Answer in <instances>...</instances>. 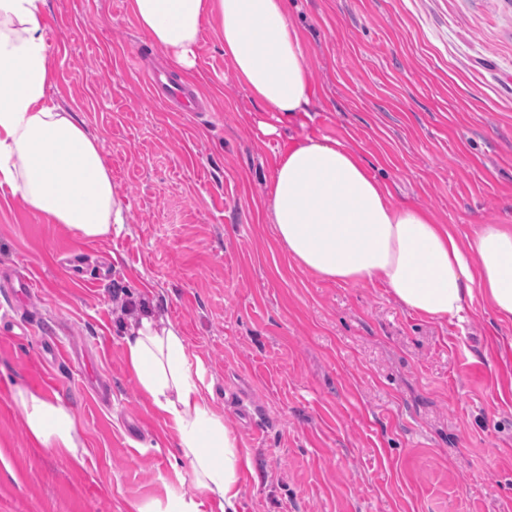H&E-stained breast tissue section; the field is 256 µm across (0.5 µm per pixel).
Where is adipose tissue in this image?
<instances>
[{
	"label": "adipose tissue",
	"mask_w": 512,
	"mask_h": 512,
	"mask_svg": "<svg viewBox=\"0 0 512 512\" xmlns=\"http://www.w3.org/2000/svg\"><path fill=\"white\" fill-rule=\"evenodd\" d=\"M46 5L0 0V194L79 239H108L128 206L98 137L47 92ZM129 9L174 68H195L208 23L264 111L289 118L310 105L306 55L284 0H129ZM267 206L278 246L303 271L347 285L381 281L405 309L436 320L461 317L478 292L500 321L512 322V225L484 224L458 237L428 211L393 203L344 143L308 138L289 148ZM123 342L130 372L170 422L203 495L220 512H238L241 468L250 459L212 410L202 364L180 328L147 309ZM16 401L39 445L81 461L85 444L73 411L28 390L17 391Z\"/></svg>",
	"instance_id": "obj_1"
}]
</instances>
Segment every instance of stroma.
I'll return each instance as SVG.
<instances>
[{
	"label": "stroma",
	"instance_id": "obj_1",
	"mask_svg": "<svg viewBox=\"0 0 512 512\" xmlns=\"http://www.w3.org/2000/svg\"><path fill=\"white\" fill-rule=\"evenodd\" d=\"M313 86L274 123L211 28L189 74L207 112L172 111L129 0H48L49 95L96 134L130 204L82 241L0 195V274L37 285L0 322V512H214L124 363L130 301L177 323L210 402L251 459L241 512H512V322L481 295L463 320L402 307L381 281L297 268L266 211L280 156L308 137L357 149L394 201L467 236L512 224V0H289ZM112 381L97 405L78 362ZM23 388L75 412L82 463L29 438ZM46 344L47 351L54 362L59 361L60 359L70 362L74 356L80 358L85 363H89L92 359V353L89 350H85L82 352L81 356H79L77 352L64 350L55 339L47 340ZM83 368L85 372L90 375H94L97 370L94 363L86 364Z\"/></svg>",
	"mask_w": 512,
	"mask_h": 512
}]
</instances>
